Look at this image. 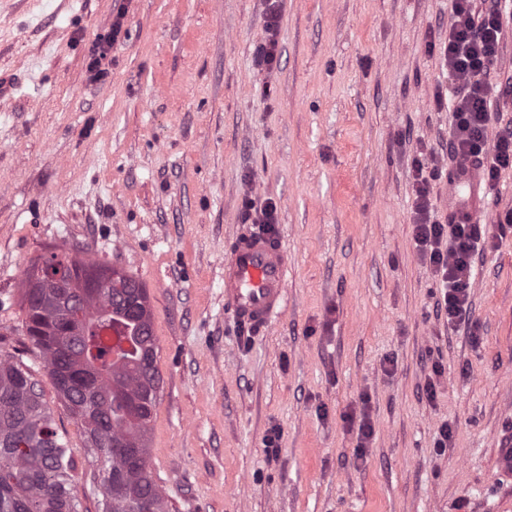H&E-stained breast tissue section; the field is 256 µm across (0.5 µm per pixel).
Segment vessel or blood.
Wrapping results in <instances>:
<instances>
[{
	"instance_id": "b4317fda",
	"label": "vessel or blood",
	"mask_w": 512,
	"mask_h": 512,
	"mask_svg": "<svg viewBox=\"0 0 512 512\" xmlns=\"http://www.w3.org/2000/svg\"><path fill=\"white\" fill-rule=\"evenodd\" d=\"M482 190L474 169L458 167L448 191L450 212L475 220ZM288 255L276 238L237 235L224 259V306L239 321L270 327L287 303Z\"/></svg>"
}]
</instances>
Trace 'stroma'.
I'll return each instance as SVG.
<instances>
[{
  "label": "stroma",
  "mask_w": 512,
  "mask_h": 512,
  "mask_svg": "<svg viewBox=\"0 0 512 512\" xmlns=\"http://www.w3.org/2000/svg\"><path fill=\"white\" fill-rule=\"evenodd\" d=\"M266 8L0 0V354L22 348L31 261H105L149 294V460L170 512H512L498 466L512 442V233L497 231L512 168L481 200L468 327L437 317L413 241L415 157L438 169L430 202L448 219L453 114L436 96L452 0H282L270 73L254 65ZM119 13L125 34L91 80L89 50ZM269 198L288 302L260 330L224 307V257L259 232L247 203ZM24 361L97 512L80 428L42 361ZM363 410L361 450L346 418Z\"/></svg>",
  "instance_id": "1"
}]
</instances>
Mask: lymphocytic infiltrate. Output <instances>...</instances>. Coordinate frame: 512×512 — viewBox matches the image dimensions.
<instances>
[{
  "label": "lymphocytic infiltrate",
  "instance_id": "f902f5d3",
  "mask_svg": "<svg viewBox=\"0 0 512 512\" xmlns=\"http://www.w3.org/2000/svg\"><path fill=\"white\" fill-rule=\"evenodd\" d=\"M499 0H454L448 41L441 55L454 86L453 128L448 141L455 163L471 162L482 181L494 187L512 166V128L490 133V109L497 97L512 96V82L494 81L492 67L503 30ZM414 244L443 288L437 304L449 326L468 322L475 256L483 225L435 219L423 160L414 164Z\"/></svg>",
  "mask_w": 512,
  "mask_h": 512
}]
</instances>
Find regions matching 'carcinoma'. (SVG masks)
I'll list each match as a JSON object with an SVG mask.
<instances>
[{"instance_id":"cac0c4a2","label":"carcinoma","mask_w":512,"mask_h":512,"mask_svg":"<svg viewBox=\"0 0 512 512\" xmlns=\"http://www.w3.org/2000/svg\"><path fill=\"white\" fill-rule=\"evenodd\" d=\"M38 266L21 282V332L81 425L102 485L98 512H169L148 457L160 377L146 288L67 252L45 257L43 278ZM73 470L23 355H0V512H82Z\"/></svg>"}]
</instances>
